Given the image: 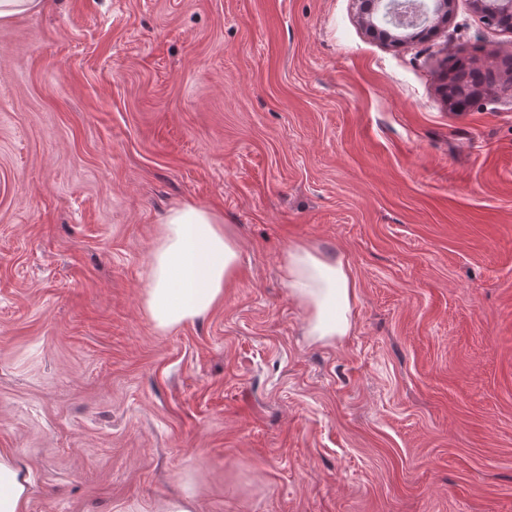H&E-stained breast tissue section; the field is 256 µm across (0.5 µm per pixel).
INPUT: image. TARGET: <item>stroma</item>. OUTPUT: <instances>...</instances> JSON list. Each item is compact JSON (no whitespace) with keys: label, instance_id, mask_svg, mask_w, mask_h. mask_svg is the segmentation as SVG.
Wrapping results in <instances>:
<instances>
[{"label":"stroma","instance_id":"1","mask_svg":"<svg viewBox=\"0 0 512 512\" xmlns=\"http://www.w3.org/2000/svg\"><path fill=\"white\" fill-rule=\"evenodd\" d=\"M363 0H48L0 26V448L26 512H512V31ZM492 69L464 111L447 58ZM220 210L224 301L145 317L170 207ZM349 261L310 342L280 261Z\"/></svg>","mask_w":512,"mask_h":512}]
</instances>
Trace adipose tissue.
I'll use <instances>...</instances> for the list:
<instances>
[{
  "label": "adipose tissue",
  "instance_id": "ef3b65f1",
  "mask_svg": "<svg viewBox=\"0 0 512 512\" xmlns=\"http://www.w3.org/2000/svg\"><path fill=\"white\" fill-rule=\"evenodd\" d=\"M238 258L222 213L192 202L170 208L157 226L142 302L145 315L163 332L205 317L223 303ZM281 274L289 298L306 313L310 341L329 344L352 333L356 286L343 256L293 244L284 254ZM28 496V479L14 452L0 450V512H26Z\"/></svg>",
  "mask_w": 512,
  "mask_h": 512
}]
</instances>
